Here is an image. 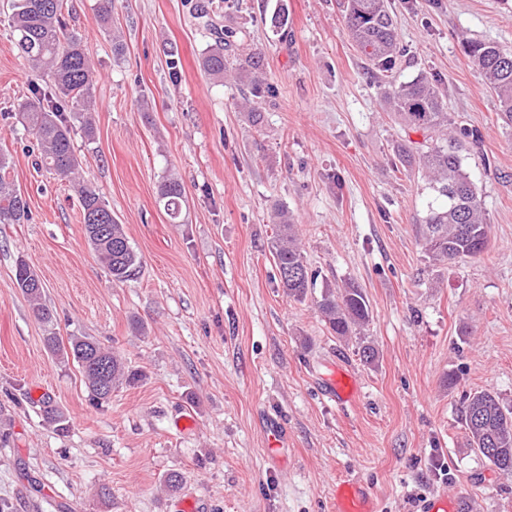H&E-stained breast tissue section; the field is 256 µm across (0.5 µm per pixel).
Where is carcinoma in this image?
Here are the masks:
<instances>
[{"label":"carcinoma","mask_w":512,"mask_h":512,"mask_svg":"<svg viewBox=\"0 0 512 512\" xmlns=\"http://www.w3.org/2000/svg\"><path fill=\"white\" fill-rule=\"evenodd\" d=\"M63 2L10 0L8 26L19 52L31 67L51 74L55 85V94H37L35 99L19 103L18 111L36 139L37 165L70 178L89 244L112 280L124 281L139 267L140 258L108 203L77 176L79 161L71 142V124L63 119L64 112L72 113L71 119L81 123L86 135L92 136L89 114L94 111V70L82 39L67 30ZM344 26L367 59L386 69L395 63L397 32L387 0H347ZM230 46V31L226 30L224 37L206 49L202 67L209 76L224 79ZM467 52L495 93L498 116L512 125V52L492 42H472ZM387 97L405 125L423 135V142L404 151V161L424 171L432 189L446 200L445 206L429 210L425 218L423 248L436 262L481 255L488 239V225L484 224L481 199L463 168L462 158L465 142L477 134L451 126L439 88L426 76L392 87ZM9 167L8 155L0 152V224H22L29 219L28 203L20 189L6 179ZM158 198L171 222L180 223L185 204L183 185L175 178L163 180ZM270 253L288 297L302 301L313 293L314 279L298 245L295 225L285 216L271 241ZM15 282L44 325L46 349L62 363L77 364L93 401H107L117 387L139 380L137 372L127 369L118 355L95 340L58 335L54 313L42 303V280L22 258L15 265ZM314 303L339 340L369 322V303L355 283L338 290L327 288L314 298ZM460 418L473 450L500 472L512 476V409L504 407L495 394L476 391L462 402Z\"/></svg>","instance_id":"1"}]
</instances>
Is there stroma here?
<instances>
[{
    "instance_id": "35a3bbf8",
    "label": "stroma",
    "mask_w": 512,
    "mask_h": 512,
    "mask_svg": "<svg viewBox=\"0 0 512 512\" xmlns=\"http://www.w3.org/2000/svg\"><path fill=\"white\" fill-rule=\"evenodd\" d=\"M67 0L65 21L95 67L93 136L74 125L80 174L109 204L142 260L115 282L83 233L67 181L39 168L16 117L50 74L18 53L0 0V151L29 221L0 224V502L11 512H332L337 479L360 481L379 512L425 497L469 512H512V477L473 451L459 419L488 390L512 408V126L466 45L512 51V0H391L392 70L343 30L341 0ZM283 9L287 25L269 17ZM262 56L263 81L201 67L215 28ZM120 35L121 54L112 51ZM178 70H171V59ZM434 79L455 126L476 130L463 167L483 203L486 251L436 263L421 226L443 206L402 146L421 141L384 94ZM186 192L181 223L158 199ZM296 226L317 288L353 282L370 320L346 341L312 301L283 292L268 245L275 212ZM24 259L41 278L61 336H89L142 378L92 400L76 365L44 347L17 288ZM145 330L137 332L133 324ZM378 357L362 361V343ZM344 371L357 392L329 400ZM52 404L69 418L57 431ZM286 429L276 447L271 426ZM174 471L184 477L173 493ZM158 198L163 203L164 210L174 224L180 223L185 204V190L175 178L163 180L158 187Z\"/></svg>"
}]
</instances>
